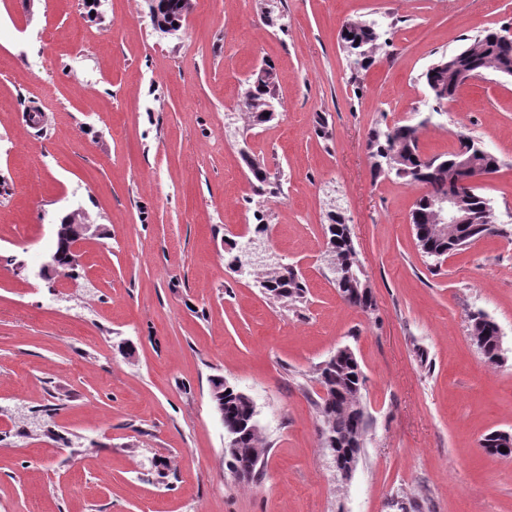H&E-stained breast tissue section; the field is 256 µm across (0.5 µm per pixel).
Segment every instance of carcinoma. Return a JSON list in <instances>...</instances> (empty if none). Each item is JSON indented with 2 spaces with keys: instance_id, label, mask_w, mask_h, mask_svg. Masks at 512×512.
I'll return each instance as SVG.
<instances>
[{
  "instance_id": "obj_1",
  "label": "carcinoma",
  "mask_w": 512,
  "mask_h": 512,
  "mask_svg": "<svg viewBox=\"0 0 512 512\" xmlns=\"http://www.w3.org/2000/svg\"><path fill=\"white\" fill-rule=\"evenodd\" d=\"M150 9L153 10V27H171L175 22L183 23L187 5L183 0H152ZM497 33L496 29H488L479 35V41L475 42L477 51L459 59V64L473 72L480 71L485 69V59L492 57L500 64L501 71L512 75V44L498 41ZM381 37L379 26L369 28L362 21L350 23L349 28L341 32V39L351 59V70L357 73L366 71L375 63L373 48ZM457 92L456 84L448 83L446 94L432 99L428 115L422 120L377 126L370 130L367 139L374 175L389 174L409 184L432 187L433 192H426L416 199L410 222L422 253L437 260L492 233L494 227L492 215L485 207V198L475 188L469 196L471 223L456 225L446 235L428 226V201L433 194L448 190V174L453 171L459 156L456 150L433 155L423 153L419 146V134L423 127L431 123L434 115L441 114L448 103L456 100ZM274 97L275 89L272 87L263 91L246 84L241 107L247 112L251 125L263 126L268 123L264 113L267 101ZM395 155L400 157L402 163L388 173L382 163ZM244 160L255 181L256 190L264 193V188L271 184L270 172L263 166H255L247 156ZM324 230L326 249L334 252L345 264L360 267L344 215L336 210L327 211ZM264 281L267 282L265 288L268 295L280 301L297 302L306 292L304 279L292 269H285L278 275L268 274ZM470 336L487 363L497 365L503 361L495 322L479 312L472 314ZM317 381L329 394V398H322L318 402L322 447L330 452H338L360 443L367 431L369 416L360 401L364 377L354 352L336 350L318 367ZM211 399L215 406L222 408L225 423H248L253 412L251 399L237 393L224 378L211 380Z\"/></svg>"
}]
</instances>
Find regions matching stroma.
Segmentation results:
<instances>
[{
	"label": "stroma",
	"instance_id": "stroma-1",
	"mask_svg": "<svg viewBox=\"0 0 512 512\" xmlns=\"http://www.w3.org/2000/svg\"><path fill=\"white\" fill-rule=\"evenodd\" d=\"M266 3L198 0L164 37L145 0H0V419L54 406L70 440L0 435V512H512V458L480 446L512 434V78L463 87L420 137L428 155L462 133L500 159L478 184L497 234L425 256L410 222L422 187L373 178L366 150L372 128L427 111L428 66L512 28V0H279L274 26ZM352 20L387 37L356 78L339 38ZM265 61L280 116L253 129L237 104ZM244 147L275 194L255 195ZM259 205L301 303L227 264ZM334 205L373 310L331 282ZM77 208L101 233L79 278L48 289L35 273ZM477 312L501 330V364L471 339ZM344 346L370 416L346 479L316 406V370ZM216 375L256 404L258 479L228 466Z\"/></svg>",
	"mask_w": 512,
	"mask_h": 512
}]
</instances>
